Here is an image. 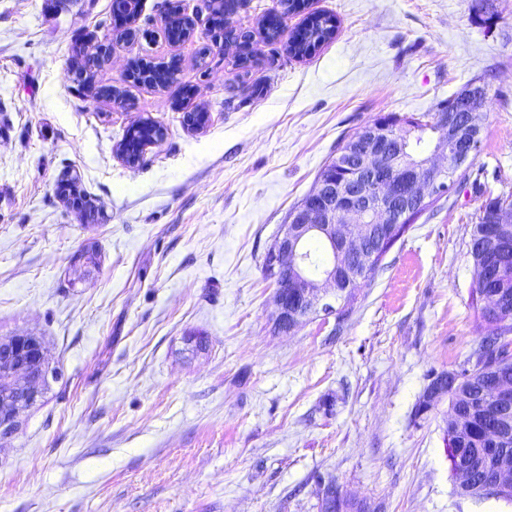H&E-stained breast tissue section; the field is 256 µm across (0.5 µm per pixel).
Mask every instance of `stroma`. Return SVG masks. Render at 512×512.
I'll return each mask as SVG.
<instances>
[{
	"mask_svg": "<svg viewBox=\"0 0 512 512\" xmlns=\"http://www.w3.org/2000/svg\"><path fill=\"white\" fill-rule=\"evenodd\" d=\"M112 0H0V337L42 336L59 376L0 441V512H320L335 481L362 512H512L459 494L448 404L417 414L432 374L460 371L487 329L468 306V243L483 192L512 198V0H308L335 38L297 58L258 36L275 0L231 21L256 37L249 71L180 43L164 0H140L144 36L114 42L97 84L71 81L78 34L102 39ZM178 59L176 85L125 79ZM485 78L469 178L410 225L344 320L272 325L266 251L340 140L417 116ZM207 110L188 130L180 88ZM166 130L129 169L134 122ZM103 210L55 194L64 171ZM97 244L99 265L76 256ZM207 336L191 351L188 336Z\"/></svg>",
	"mask_w": 512,
	"mask_h": 512,
	"instance_id": "stroma-1",
	"label": "stroma"
}]
</instances>
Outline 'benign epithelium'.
Wrapping results in <instances>:
<instances>
[{"mask_svg": "<svg viewBox=\"0 0 512 512\" xmlns=\"http://www.w3.org/2000/svg\"><path fill=\"white\" fill-rule=\"evenodd\" d=\"M486 98V88L472 84L453 101L452 114L432 120L431 152L417 156L410 137L396 132L385 122L371 121L360 127L350 147L336 154L335 164L346 170L340 179L320 180L281 226L267 251V264L276 283L274 324L278 331L295 328L299 311L329 316L336 308L325 301L322 284L336 288V297L352 294L373 266L384 238L377 229L400 223L411 202L425 203L454 186V177L479 147L478 136L465 131L478 126L476 112ZM316 236L323 244L321 274L308 276L305 246ZM25 364L14 365L16 355ZM48 356L44 344L31 333L0 342V381L28 380L26 367L43 372ZM42 397L33 383L15 406L0 405V437L12 436L21 428V414ZM485 413L512 403V385L498 383L486 390ZM506 430L485 431L487 447L465 466L453 472L457 489L464 491L483 471L485 461L500 459L499 439ZM512 488V470L495 467L485 490L495 494Z\"/></svg>", "mask_w": 512, "mask_h": 512, "instance_id": "obj_1", "label": "benign epithelium"}]
</instances>
